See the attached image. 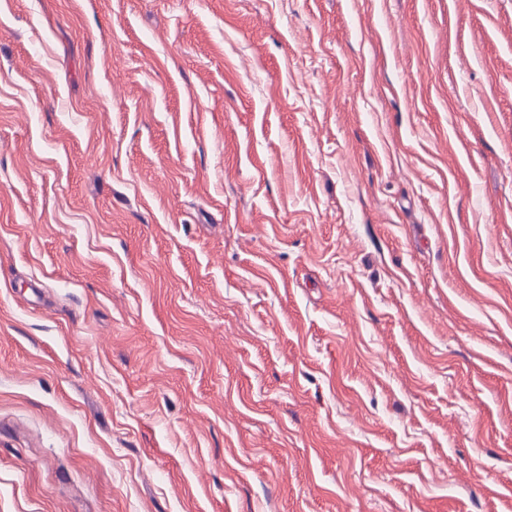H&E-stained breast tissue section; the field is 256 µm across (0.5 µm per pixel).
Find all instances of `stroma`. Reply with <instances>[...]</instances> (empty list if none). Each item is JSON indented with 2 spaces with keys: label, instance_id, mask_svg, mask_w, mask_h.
Listing matches in <instances>:
<instances>
[{
  "label": "stroma",
  "instance_id": "35a3bbf8",
  "mask_svg": "<svg viewBox=\"0 0 512 512\" xmlns=\"http://www.w3.org/2000/svg\"><path fill=\"white\" fill-rule=\"evenodd\" d=\"M0 512H512V0H0Z\"/></svg>",
  "mask_w": 512,
  "mask_h": 512
}]
</instances>
